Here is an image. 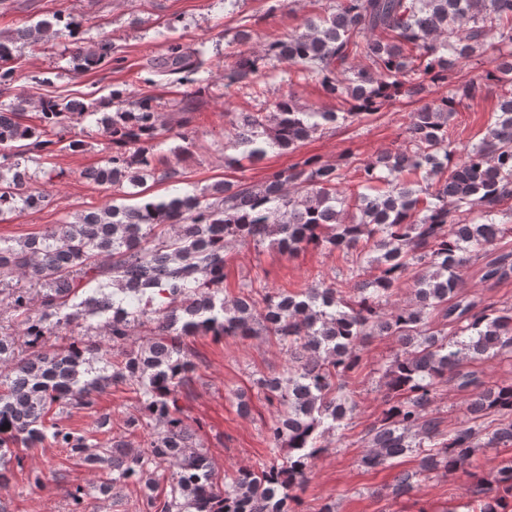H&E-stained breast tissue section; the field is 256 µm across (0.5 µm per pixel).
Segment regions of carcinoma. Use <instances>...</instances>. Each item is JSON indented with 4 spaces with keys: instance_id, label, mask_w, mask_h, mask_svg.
Masks as SVG:
<instances>
[{
    "instance_id": "1",
    "label": "carcinoma",
    "mask_w": 512,
    "mask_h": 512,
    "mask_svg": "<svg viewBox=\"0 0 512 512\" xmlns=\"http://www.w3.org/2000/svg\"><path fill=\"white\" fill-rule=\"evenodd\" d=\"M326 16L306 20L288 38L224 66V88L256 99V78L270 62L317 80L340 112H319L282 97L236 113L224 143V163L262 160L294 148L338 123L387 111L402 96L445 85L458 62L481 71L445 96L410 112L402 144L358 163V190L346 194L345 164L308 157L257 185L221 183L164 199L144 185L164 157L153 142L168 132L154 97L114 89L105 100L42 98L40 124L21 122L28 99L0 108V216L35 209L47 196L28 163L55 144L49 139L73 116L93 117L112 155L84 172L93 182L137 199L106 205L14 244L0 241V277L17 278L8 305L22 326L23 345L0 336V484L10 481L11 448L52 440L106 471L99 491L139 486L137 512H301L303 489L322 439L357 414L348 378L373 336H392L399 350L382 367L384 408L367 428V468L431 447L417 469L399 474L396 495L420 476L454 474L480 448L512 447V382L487 383L467 363L512 360V306L459 295L468 264L512 234V0H334ZM74 39L88 68L119 62L112 43L75 39L78 24L61 17L17 31L37 44L52 28ZM14 40L0 41V86L17 80ZM207 59L181 44L168 47L152 73L189 81ZM495 85L497 111L485 136L461 145L448 122L461 100ZM116 107L98 113L100 107ZM291 254L306 246L353 255L350 278L320 280L299 291L250 282L224 294L227 250L265 241ZM412 277L415 300H392ZM482 281L512 279V252L481 268ZM39 290L33 308L30 289ZM102 319L106 349L58 330ZM210 335L275 338L288 354L279 373L255 381L277 403L264 433L275 459L219 476L209 449L196 442L180 399L196 365L186 338ZM454 380L473 388L469 418L452 431L433 413L438 387ZM135 394L142 415L105 442L50 417L52 411H92L111 386ZM500 416L491 431L482 421ZM145 433L143 447L127 437ZM165 494L157 493L160 481ZM468 512H512V458L469 489Z\"/></svg>"
}]
</instances>
